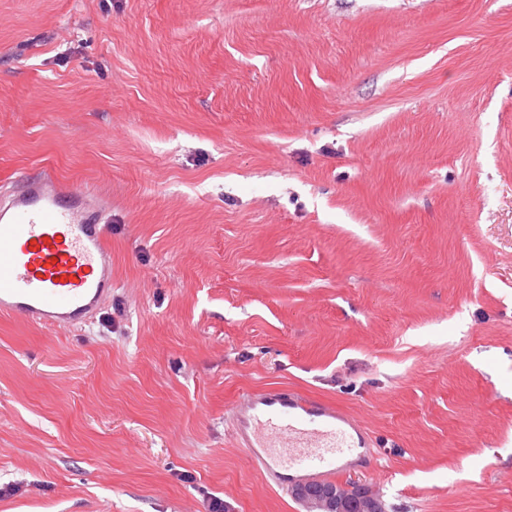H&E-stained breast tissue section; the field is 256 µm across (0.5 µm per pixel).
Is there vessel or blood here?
<instances>
[{
	"mask_svg": "<svg viewBox=\"0 0 512 512\" xmlns=\"http://www.w3.org/2000/svg\"><path fill=\"white\" fill-rule=\"evenodd\" d=\"M108 203L44 171L0 187V315L51 329L88 323L112 298ZM235 439L287 486L345 473L370 436L337 408L292 390L242 393Z\"/></svg>",
	"mask_w": 512,
	"mask_h": 512,
	"instance_id": "b4317fda",
	"label": "vessel or blood"
}]
</instances>
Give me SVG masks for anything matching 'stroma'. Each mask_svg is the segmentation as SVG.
I'll return each instance as SVG.
<instances>
[{
	"label": "stroma",
	"instance_id": "1",
	"mask_svg": "<svg viewBox=\"0 0 512 512\" xmlns=\"http://www.w3.org/2000/svg\"><path fill=\"white\" fill-rule=\"evenodd\" d=\"M111 204L112 299L0 317V512H305L246 389L388 512H512V0H0V185ZM226 416L237 422L238 445L247 448L282 486L304 480L313 471L323 476L343 474L352 469L351 458L358 449L373 444L354 418L292 390L244 392Z\"/></svg>",
	"mask_w": 512,
	"mask_h": 512
}]
</instances>
